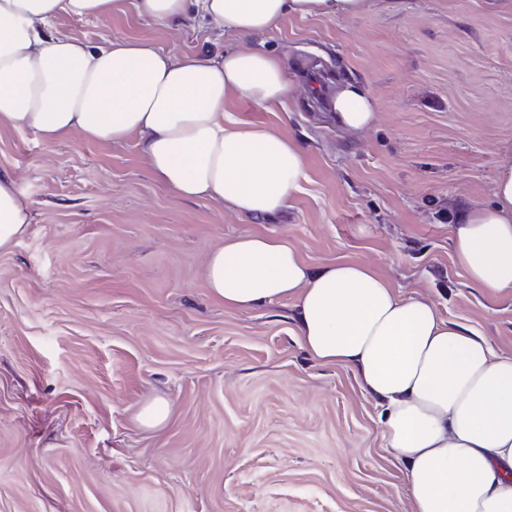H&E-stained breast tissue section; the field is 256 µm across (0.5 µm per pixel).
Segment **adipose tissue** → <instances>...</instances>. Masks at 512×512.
<instances>
[{
	"label": "adipose tissue",
	"instance_id": "obj_1",
	"mask_svg": "<svg viewBox=\"0 0 512 512\" xmlns=\"http://www.w3.org/2000/svg\"><path fill=\"white\" fill-rule=\"evenodd\" d=\"M118 0H0V125L47 142L78 132L142 158L177 197L206 198L246 216L274 217L301 189L304 158L287 136L229 120L241 97L273 105L290 84L279 57L256 49L218 55L162 50L144 40L92 44L53 31L62 15L104 20ZM365 0H135L161 24L198 15L241 38L284 18L360 14ZM330 109L361 131L377 104L362 85L337 89ZM30 212L0 175V250L26 231ZM453 255L489 295L512 292V162L490 205L460 211ZM206 282L228 308L296 303L307 355L354 370L385 407L381 435L402 464L410 512H512V355H495L470 328L429 301L399 296L371 267L314 269L287 238L242 234L208 252Z\"/></svg>",
	"mask_w": 512,
	"mask_h": 512
}]
</instances>
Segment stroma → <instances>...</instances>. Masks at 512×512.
<instances>
[{
    "label": "stroma",
    "mask_w": 512,
    "mask_h": 512,
    "mask_svg": "<svg viewBox=\"0 0 512 512\" xmlns=\"http://www.w3.org/2000/svg\"><path fill=\"white\" fill-rule=\"evenodd\" d=\"M496 2L366 0L352 18L290 17L245 39L152 22L133 0L105 20L57 18L93 44L277 55L285 103L225 108L296 140L305 171L282 215L243 217L174 196L136 139L0 126V173L31 213L0 252V512H408L355 372L307 356L293 300L224 307L205 256L236 235H285L311 266L371 265L512 354V293L474 287L449 230L512 160V8ZM318 68L367 89L370 128L310 107ZM157 398L169 417L145 428ZM169 412L168 402L163 399H156L142 409L139 420L143 426L155 428L168 419Z\"/></svg>",
    "instance_id": "obj_1"
}]
</instances>
